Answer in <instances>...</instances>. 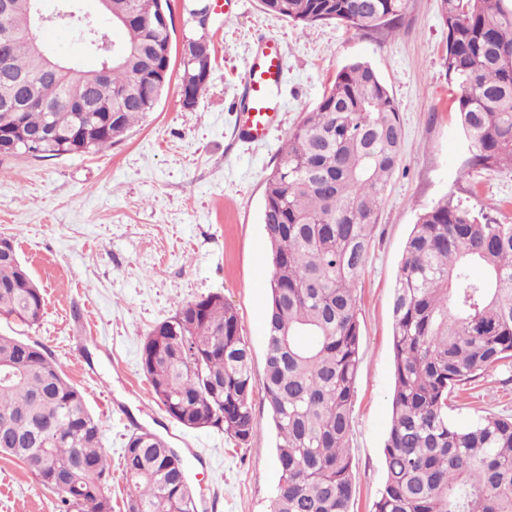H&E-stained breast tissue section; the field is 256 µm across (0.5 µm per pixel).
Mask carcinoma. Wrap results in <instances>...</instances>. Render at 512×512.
I'll list each match as a JSON object with an SVG mask.
<instances>
[{
	"instance_id": "carcinoma-1",
	"label": "carcinoma",
	"mask_w": 512,
	"mask_h": 512,
	"mask_svg": "<svg viewBox=\"0 0 512 512\" xmlns=\"http://www.w3.org/2000/svg\"><path fill=\"white\" fill-rule=\"evenodd\" d=\"M302 25L336 22L395 34L407 0H259ZM444 67L459 94L455 112L471 143L469 165L512 168V0H442ZM167 0H112L136 14L117 26L121 57L92 89L96 112L67 102L75 76L48 89L54 112H0V137L17 146L0 162L102 151L154 111L169 87V33L151 24ZM10 70L35 81L31 45L41 27L14 23ZM206 76L183 63L180 88ZM91 126L88 142H69ZM48 130L50 145L30 141ZM398 109L376 70L352 61L291 131L264 190L270 252L267 344L261 378L237 312L218 293L177 306L141 349V368L166 414L191 428H218L238 445L257 434L253 394L276 431L279 480L271 512H349L356 488L349 441L360 340L357 284L372 247L387 183L402 161ZM478 267L481 274L472 275ZM44 298L14 241L0 236V318L39 323ZM395 388L384 446L386 478L371 512H512V415L460 424L451 394L512 362V224L446 198L418 216L391 301ZM0 453L20 461L64 512H112L99 422L62 365L36 342L0 335ZM126 512H196L185 465L161 436L128 438Z\"/></svg>"
}]
</instances>
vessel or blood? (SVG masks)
<instances>
[{"instance_id":"obj_1","label":"vessel or blood","mask_w":512,"mask_h":512,"mask_svg":"<svg viewBox=\"0 0 512 512\" xmlns=\"http://www.w3.org/2000/svg\"><path fill=\"white\" fill-rule=\"evenodd\" d=\"M258 58V63L249 68L245 77L247 105L240 114V130L249 139L266 135L276 111L275 91L282 71L278 41L267 38Z\"/></svg>"}]
</instances>
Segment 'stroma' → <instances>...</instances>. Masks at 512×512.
<instances>
[{
    "mask_svg": "<svg viewBox=\"0 0 512 512\" xmlns=\"http://www.w3.org/2000/svg\"><path fill=\"white\" fill-rule=\"evenodd\" d=\"M213 69L196 106L171 86L155 112L101 152L0 163V235L13 237L44 296L39 325L0 319V334L38 342L82 389L101 427L112 512H124L122 470L132 432L157 433L181 455L197 512H270L278 482L275 433L255 398L257 434L236 444L217 428L187 429L153 396L140 353L147 333L177 302L223 295L237 312L262 374L270 255L264 242L265 181L305 112L354 60L372 65L400 115L402 161L387 186L374 242L358 281L361 341L349 442L356 493L368 512L385 475L394 385L391 298L406 239L419 214L446 197L512 223V169H467L470 143L454 113L443 67L441 0H410L399 34L364 35L335 24L304 26L258 0H212ZM282 55L281 106L266 136L240 133L242 82L264 37ZM58 57L93 68L78 34L45 28ZM512 414V364L479 379L449 413ZM18 461L0 455V512H60Z\"/></svg>",
    "mask_w": 512,
    "mask_h": 512,
    "instance_id": "obj_1",
    "label": "stroma"
}]
</instances>
